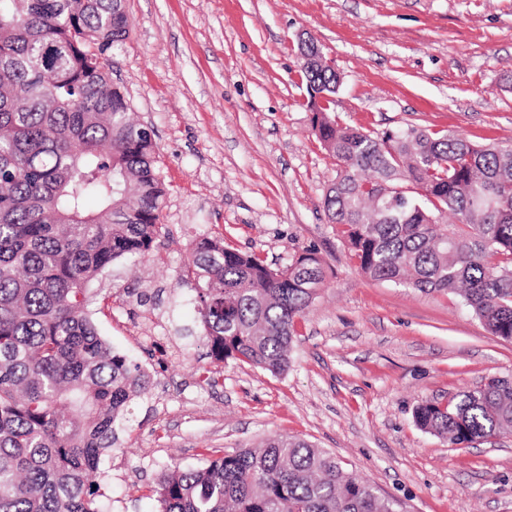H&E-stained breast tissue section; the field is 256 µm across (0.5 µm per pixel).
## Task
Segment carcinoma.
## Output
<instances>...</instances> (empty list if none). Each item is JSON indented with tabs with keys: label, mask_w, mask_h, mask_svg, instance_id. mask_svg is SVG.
<instances>
[{
	"label": "carcinoma",
	"mask_w": 512,
	"mask_h": 512,
	"mask_svg": "<svg viewBox=\"0 0 512 512\" xmlns=\"http://www.w3.org/2000/svg\"><path fill=\"white\" fill-rule=\"evenodd\" d=\"M128 36L124 0H0V512H101L91 476L148 391L100 336L93 291L169 235L157 143L105 72ZM300 52L306 90L322 95L307 99L312 131L339 166L324 208L360 270L456 293L491 335L512 337V147L343 125L339 75L313 40ZM180 280L211 358L280 375L325 271L312 248L273 268L203 238ZM413 418L451 445L495 439L512 431V381L424 401ZM147 497L158 512H393L334 454L281 435L167 470Z\"/></svg>",
	"instance_id": "obj_1"
}]
</instances>
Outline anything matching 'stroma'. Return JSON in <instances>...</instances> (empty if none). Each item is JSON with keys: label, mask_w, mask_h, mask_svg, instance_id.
I'll return each instance as SVG.
<instances>
[{"label": "stroma", "mask_w": 512, "mask_h": 512, "mask_svg": "<svg viewBox=\"0 0 512 512\" xmlns=\"http://www.w3.org/2000/svg\"><path fill=\"white\" fill-rule=\"evenodd\" d=\"M130 32L108 72L156 134L167 187L156 256L94 284L100 335L139 363L149 393L95 477L106 512H155L142 491L204 450L307 440L394 512H512V434L461 448L420 430L421 402L512 379V342L452 294L364 275L323 208L335 160L311 129L298 42L341 78L345 125L443 129L512 146V0H125ZM223 236L267 263L313 248L327 277L297 326L288 372L207 356L192 245ZM216 373L215 387L199 381Z\"/></svg>", "instance_id": "35a3bbf8"}]
</instances>
